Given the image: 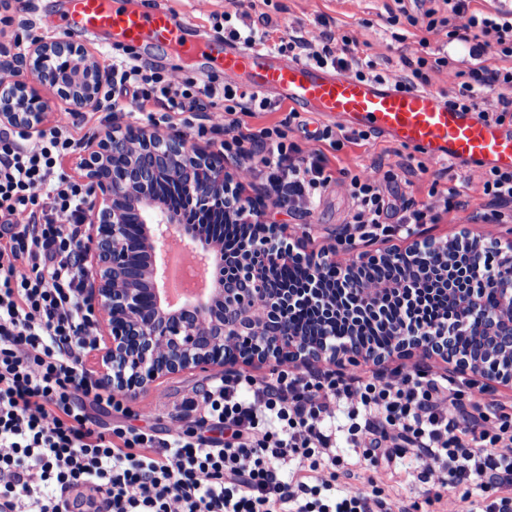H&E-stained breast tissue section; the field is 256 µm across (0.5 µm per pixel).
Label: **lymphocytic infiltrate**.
<instances>
[{
	"label": "lymphocytic infiltrate",
	"mask_w": 512,
	"mask_h": 512,
	"mask_svg": "<svg viewBox=\"0 0 512 512\" xmlns=\"http://www.w3.org/2000/svg\"><path fill=\"white\" fill-rule=\"evenodd\" d=\"M403 19L468 51L431 59L419 40L405 46L386 81L421 90L431 72L445 70L454 78L450 104L497 122L512 112L511 11L441 0ZM273 47L360 80L373 76L351 35L300 27ZM105 71L113 123L135 112H205L224 130L225 154L268 168L281 203L314 201L326 185L323 156L288 141L280 126L242 132L241 115L271 110L267 98L230 84L199 86L132 58L113 59ZM73 127L64 112L37 138L0 134V512H71L70 494L80 489L94 512H384L383 501L350 483L328 495L340 412L352 447L372 465L411 454L425 482H479L496 494L484 512H512V413L492 404L472 414L475 393L415 366L368 379L286 368L270 381L220 379L182 407L200 424L231 428L222 443L178 430L167 439L98 430L92 411L119 413L123 401L82 362L97 335L78 255L88 192L60 166L78 145ZM349 193L357 224H422L436 208L430 202L392 215L379 184L356 177ZM48 487L54 496H42Z\"/></svg>",
	"instance_id": "f902f5d3"
}]
</instances>
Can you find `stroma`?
Here are the masks:
<instances>
[{
  "mask_svg": "<svg viewBox=\"0 0 512 512\" xmlns=\"http://www.w3.org/2000/svg\"><path fill=\"white\" fill-rule=\"evenodd\" d=\"M64 0H5L0 7V43L8 45L14 54H27L34 38L55 39L60 35L52 21L56 8ZM139 4H154L178 11L193 20L197 29L212 31L214 15L231 10L248 13L250 18L269 16L280 30L313 27L327 22L338 34H353L359 40L357 55L373 61L377 73H385L399 63L401 37L410 35L411 28L401 22L389 25V11L394 0H138ZM243 128L255 130L273 124H284L290 140L305 151H321L326 159L325 173L329 180L313 206L281 204L266 179L257 176L242 160H233L238 179L248 195L261 199L264 220L270 224L288 225L294 238L303 239L307 249L319 251L337 246L340 234L352 236L359 249H374L383 245L402 244L401 234L372 229L368 224L352 221L355 206L348 191L351 177L380 182L386 202L398 206L408 201L429 202L431 197H445L449 188H458L462 204L441 215L434 224L419 225L425 238H445L467 228L501 238H512V209L489 205L482 195L485 170L472 162L446 167L444 162L425 158L426 173L413 176L411 181L385 180L387 171L396 170L408 147L395 144L390 138L368 133L363 139L344 143L333 149L328 142L314 139L315 131L341 129L340 120L319 112H292L290 104H282L271 112H257L241 118ZM222 375L221 370L207 373L194 371L160 379L153 387L127 399V414L107 417L109 425H121L155 431L158 436L175 429L187 430L220 439L224 430L217 425H199L196 416L175 410V403L190 396L192 391L210 386ZM360 488L376 491L385 501L389 512H439L440 498L455 495L451 486L436 487L421 482L416 461L410 456L396 459L390 470L369 464H358Z\"/></svg>",
  "mask_w": 512,
  "mask_h": 512,
  "instance_id": "35a3bbf8",
  "label": "stroma"
}]
</instances>
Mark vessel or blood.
<instances>
[{
	"instance_id": "1",
	"label": "vessel or blood",
	"mask_w": 512,
	"mask_h": 512,
	"mask_svg": "<svg viewBox=\"0 0 512 512\" xmlns=\"http://www.w3.org/2000/svg\"><path fill=\"white\" fill-rule=\"evenodd\" d=\"M192 28L183 14L133 10L126 0H73L65 20L69 34L105 29L130 47L153 40L203 59L220 58L225 76L247 74L254 91L275 94L300 110L343 116L350 126L387 134L432 158L512 168V130L476 120L433 91L359 80L254 48L220 50L215 43L190 40Z\"/></svg>"
}]
</instances>
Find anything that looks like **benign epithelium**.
Listing matches in <instances>:
<instances>
[{"label": "benign epithelium", "mask_w": 512, "mask_h": 512, "mask_svg": "<svg viewBox=\"0 0 512 512\" xmlns=\"http://www.w3.org/2000/svg\"><path fill=\"white\" fill-rule=\"evenodd\" d=\"M26 71L56 88L71 112L97 109L106 77L80 45L63 39L32 41L19 59L0 44V72ZM27 81L0 84V127L26 138L44 130L46 112L28 110ZM167 167L180 189V207L200 217L245 224L251 231L224 247L210 224H184L179 215L155 198L161 167ZM91 206L80 241L84 290L102 315L97 324L104 343L102 361L112 388L133 397L158 377L183 371L230 370L238 363H344L386 359L404 361L421 351L428 360L454 365L512 388V240L473 235L463 229L451 238L421 248L362 251L341 265L336 250L306 251L298 243L283 246L288 225L267 224L255 201L242 195L224 166V152L206 151L188 143L182 132L162 135L109 125L92 137L77 162ZM173 230L194 251L216 260L213 294L196 298L178 311L147 288L154 268L147 262L157 250V231ZM304 274L301 288L274 285L283 263ZM448 298L462 295L466 314L445 321L425 335L403 322H389V305L441 275ZM492 294L498 303L488 305ZM316 309L322 324L302 331L290 320L296 306ZM344 308L352 329L336 343L331 325ZM381 327L393 342L376 354L354 341L364 320ZM319 336L309 342L305 336ZM474 336L477 353L455 350L456 337Z\"/></svg>", "instance_id": "obj_1"}]
</instances>
